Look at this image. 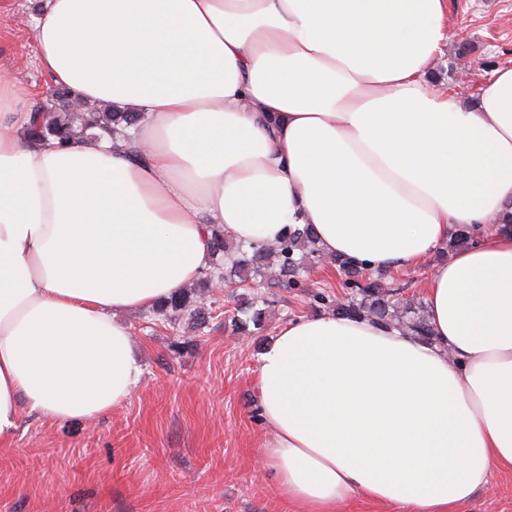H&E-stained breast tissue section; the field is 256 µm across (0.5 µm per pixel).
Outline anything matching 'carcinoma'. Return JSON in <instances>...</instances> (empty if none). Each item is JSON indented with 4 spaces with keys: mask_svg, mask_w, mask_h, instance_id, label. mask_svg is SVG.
Masks as SVG:
<instances>
[{
    "mask_svg": "<svg viewBox=\"0 0 512 512\" xmlns=\"http://www.w3.org/2000/svg\"><path fill=\"white\" fill-rule=\"evenodd\" d=\"M33 120L26 130L30 147L36 149L52 139L65 145L71 141L96 142L102 138L129 142L135 137L137 124L143 120L140 113L113 112L107 107L75 108V95L70 89L53 94L33 106ZM322 259L314 233L307 224H298L273 245L255 248L233 241L220 226L212 229L211 270L205 272L190 289H184L155 306L154 313L169 321L184 317L201 327L210 313L196 305V294L214 287L213 274L223 278L229 288L249 290L265 285L275 290L297 288L303 281L307 265ZM336 271L344 276V285L352 289L350 300L332 307L336 315H357L382 323L397 322L412 335L431 341L427 317L416 310L414 303L405 304L395 299L396 290L384 285V273L353 265L348 259L333 258ZM232 322L244 332L247 323L261 322V312L253 303L236 308Z\"/></svg>",
    "mask_w": 512,
    "mask_h": 512,
    "instance_id": "obj_1",
    "label": "carcinoma"
}]
</instances>
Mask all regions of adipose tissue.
I'll list each match as a JSON object with an SVG mask.
<instances>
[{
    "instance_id": "obj_1",
    "label": "adipose tissue",
    "mask_w": 512,
    "mask_h": 512,
    "mask_svg": "<svg viewBox=\"0 0 512 512\" xmlns=\"http://www.w3.org/2000/svg\"><path fill=\"white\" fill-rule=\"evenodd\" d=\"M450 39L447 0H44L40 67L142 113L144 158L31 149L29 95L0 72V443L21 408L80 421L130 398L123 316L209 269L213 226L265 246L309 224L329 257L429 263L434 339L288 321L258 360L278 495L463 512L512 471V64L445 88Z\"/></svg>"
}]
</instances>
